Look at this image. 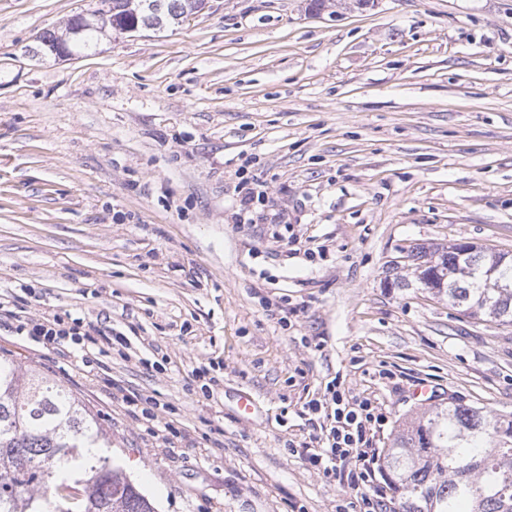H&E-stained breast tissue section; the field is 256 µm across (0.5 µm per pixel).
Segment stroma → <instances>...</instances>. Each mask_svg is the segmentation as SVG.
Listing matches in <instances>:
<instances>
[{
  "label": "stroma",
  "instance_id": "1",
  "mask_svg": "<svg viewBox=\"0 0 512 512\" xmlns=\"http://www.w3.org/2000/svg\"><path fill=\"white\" fill-rule=\"evenodd\" d=\"M101 6L0 0V302L123 342L87 369L0 317V351L99 414L156 512H340L356 490L297 451L335 377L385 415L377 453L420 383L512 413V324L393 284L419 245L512 253V0H206L30 54Z\"/></svg>",
  "mask_w": 512,
  "mask_h": 512
}]
</instances>
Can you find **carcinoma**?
Wrapping results in <instances>:
<instances>
[{
    "mask_svg": "<svg viewBox=\"0 0 512 512\" xmlns=\"http://www.w3.org/2000/svg\"><path fill=\"white\" fill-rule=\"evenodd\" d=\"M195 0H110L140 28L193 13ZM417 282L470 316L512 324V255L472 246L412 254ZM112 434L59 380L0 356V512H156L112 460ZM88 448L99 452L90 455ZM383 476L398 512H512V416L454 401L425 406L384 451ZM77 487L67 503L59 490Z\"/></svg>",
    "mask_w": 512,
    "mask_h": 512,
    "instance_id": "cac0c4a2",
    "label": "carcinoma"
}]
</instances>
